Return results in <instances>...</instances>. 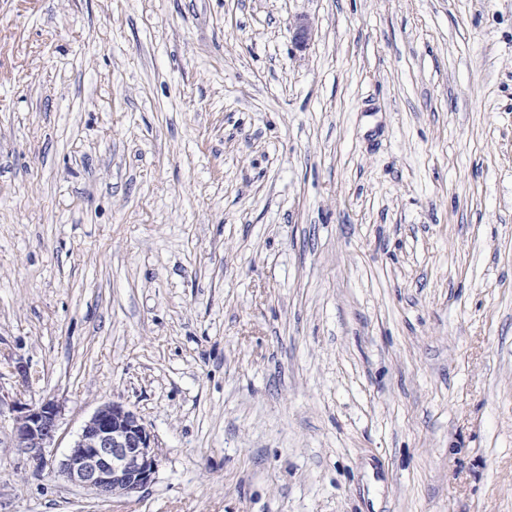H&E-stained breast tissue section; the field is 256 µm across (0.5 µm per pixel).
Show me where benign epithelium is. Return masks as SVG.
Returning <instances> with one entry per match:
<instances>
[{
	"mask_svg": "<svg viewBox=\"0 0 512 512\" xmlns=\"http://www.w3.org/2000/svg\"><path fill=\"white\" fill-rule=\"evenodd\" d=\"M11 442L35 472L49 463L47 449L59 430L61 407L54 400H13ZM154 436L132 409L101 405L86 420L60 464L67 481L102 498L130 497L146 488L155 473Z\"/></svg>",
	"mask_w": 512,
	"mask_h": 512,
	"instance_id": "7a95c632",
	"label": "benign epithelium"
}]
</instances>
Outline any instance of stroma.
<instances>
[{"label": "stroma", "mask_w": 512, "mask_h": 512, "mask_svg": "<svg viewBox=\"0 0 512 512\" xmlns=\"http://www.w3.org/2000/svg\"><path fill=\"white\" fill-rule=\"evenodd\" d=\"M0 393V512H512V0H0ZM14 412L11 442L24 456L34 472H41L49 463L47 449L55 441L59 430L61 407L54 400L22 403L11 401ZM156 448L141 417L112 401L84 422L60 472L67 481L96 496L130 497L151 483L157 466Z\"/></svg>", "instance_id": "stroma-1"}]
</instances>
